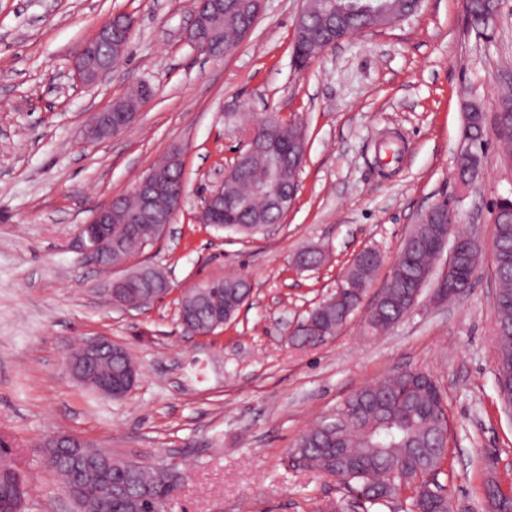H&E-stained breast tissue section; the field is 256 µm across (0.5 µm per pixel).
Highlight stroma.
I'll list each match as a JSON object with an SVG mask.
<instances>
[{
  "instance_id": "1",
  "label": "stroma",
  "mask_w": 512,
  "mask_h": 512,
  "mask_svg": "<svg viewBox=\"0 0 512 512\" xmlns=\"http://www.w3.org/2000/svg\"><path fill=\"white\" fill-rule=\"evenodd\" d=\"M304 0H263L249 36L211 57L187 41L190 0H0V435L10 438L28 495L24 512H74L43 465L53 433L115 457L176 464L170 512H317L346 495L333 476L297 464L293 448L365 385L405 370L445 394L448 457L438 477L452 512H485L488 480L512 494V414L498 394L493 340V205L512 198V152L495 116L512 85V0L491 37L465 22V0H424L418 14L356 34L296 68ZM134 20L110 79L78 83L74 54L108 18ZM154 97L120 134L87 141L92 116L129 87ZM486 112L483 171L469 188L452 173L463 104ZM276 112L303 126L306 160L293 207L270 235L244 238L200 224L204 195L245 144L247 118ZM181 149L185 194L163 238L137 253L173 292L141 310L111 306L116 270L91 260L78 236L96 210L128 194ZM445 199L457 233L484 244L471 288L413 309L379 335L366 307L316 348L288 341L292 325L330 297L355 254L389 262L417 213ZM315 247L324 263L298 269ZM247 275L251 294L208 336L184 334L183 289ZM126 347L140 378L113 400L74 381L67 357L82 341Z\"/></svg>"
}]
</instances>
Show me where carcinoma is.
I'll list each match as a JSON object with an SVG mask.
<instances>
[{"label":"carcinoma","instance_id":"obj_1","mask_svg":"<svg viewBox=\"0 0 512 512\" xmlns=\"http://www.w3.org/2000/svg\"><path fill=\"white\" fill-rule=\"evenodd\" d=\"M499 14L497 0H469L466 5L467 24L477 34L488 33ZM217 35L211 41L213 56L223 55L230 36L228 17L206 20ZM362 20L353 14L326 15L311 11L305 27L296 31L294 62L306 64V58L328 32H344L358 27ZM145 102L141 91L132 89L112 104V123H123V114L136 111ZM464 123L461 130L462 160L456 180L464 185L475 182L482 172V153L485 146L486 117L475 102L464 104ZM500 141L512 143V95L503 97L496 116ZM298 128L283 125L277 128L276 146L288 151ZM266 175L263 163L247 162L239 168L235 179L224 184V197L213 203L211 222L215 229L241 236L261 233L263 225L280 223L284 211L260 200L250 199L253 185ZM168 193L177 197L184 193L181 168L170 165ZM112 237L121 245L126 256H133L147 247L145 239L132 224L112 225ZM494 237L497 243L494 257L498 290L494 297L496 311L495 347L497 355L496 380L502 400L512 402V211L502 208L496 212ZM438 224L418 223L411 226L397 257L396 267L383 291L377 308L368 312L366 328L376 334L395 325L412 308L414 296L427 286L426 278L439 257L442 243ZM378 269L374 258L357 257L345 271L342 293L336 302L317 305L306 319L314 327L290 337L299 348L315 347L334 337L362 302L365 290ZM139 268L131 269V288H123V298L133 300L148 292L138 277ZM469 283L463 267L446 278L451 296L460 294ZM206 299L186 298L183 311H194L186 323L188 332H207L215 322L213 310L236 303L251 292L246 276L226 277L203 286ZM135 363L122 347L100 359L85 371L84 379L94 390L106 381L119 383L133 372ZM345 423L336 426L323 421L304 432L295 445V455L307 466L338 478L347 488L364 493L356 501L360 507L385 504L402 485L421 481L423 490H415L408 512H450L448 497L443 494L438 476L443 473L447 455L448 416L443 392L430 374L408 370L392 374L369 384L346 401L341 412ZM45 467L59 477L72 496L77 512H144L148 497H165L170 486L157 476L156 470L139 464L130 465L112 459L100 449L95 459L67 448H58L51 439L41 444ZM12 443L0 437V512H22L25 503L24 475L11 460ZM486 496L497 501L499 512H512V495L490 485Z\"/></svg>","mask_w":512,"mask_h":512}]
</instances>
